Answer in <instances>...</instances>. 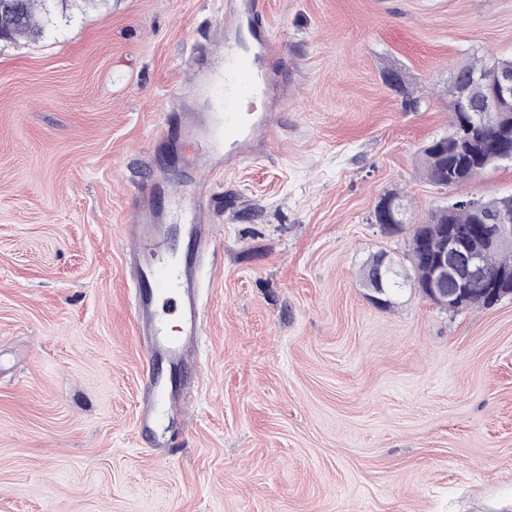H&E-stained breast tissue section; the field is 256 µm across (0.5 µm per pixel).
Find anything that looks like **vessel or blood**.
Returning <instances> with one entry per match:
<instances>
[{
	"label": "vessel or blood",
	"instance_id": "b4317fda",
	"mask_svg": "<svg viewBox=\"0 0 512 512\" xmlns=\"http://www.w3.org/2000/svg\"><path fill=\"white\" fill-rule=\"evenodd\" d=\"M247 20L257 31L255 48H231L224 57V70L209 76V90L221 93L220 109L207 120L184 125L182 137L199 158L206 144L223 140L225 169L253 158L256 145H269L278 134L275 113L257 110V99H270L276 87L259 66L262 57L279 52L282 43L265 18L264 0H247L245 12L226 9L225 28ZM122 236L133 245L132 307L138 319L133 338L146 354L145 379L139 425L142 433L164 431L171 413L181 409V388L165 389L160 382L162 370L180 371L188 348L202 333L197 274L205 257L214 253L215 242L206 225L193 222L189 250L172 257L152 226L140 216H132L122 225ZM176 312L182 324L180 335L167 328V312Z\"/></svg>",
	"mask_w": 512,
	"mask_h": 512
}]
</instances>
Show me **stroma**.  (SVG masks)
Masks as SVG:
<instances>
[{
  "label": "stroma",
  "mask_w": 512,
  "mask_h": 512,
  "mask_svg": "<svg viewBox=\"0 0 512 512\" xmlns=\"http://www.w3.org/2000/svg\"><path fill=\"white\" fill-rule=\"evenodd\" d=\"M224 2L70 0L40 41L0 42V512H496L512 298L448 312L409 288L384 307L359 273L407 257L381 197L418 224L512 195V162L451 189L419 170L451 72L512 56V0H264L282 132L236 170L209 160L201 351L169 448L141 435L118 231L136 208L188 221L180 130L217 109L195 70L222 72L240 36ZM386 253H378V254H373L371 255L362 265V268H361V273H360V282L362 284V286L364 287V283L371 278L374 270H375V267H376V264L378 262V258L379 257H385L386 255H384ZM386 267V259H382L379 266H378V270L373 274V278H372V289L375 290L373 293L375 295H371V299L374 300V301H380L381 298L379 297L378 295V291H383V288H382V281H383V270L385 269Z\"/></svg>",
  "instance_id": "35a3bbf8"
}]
</instances>
